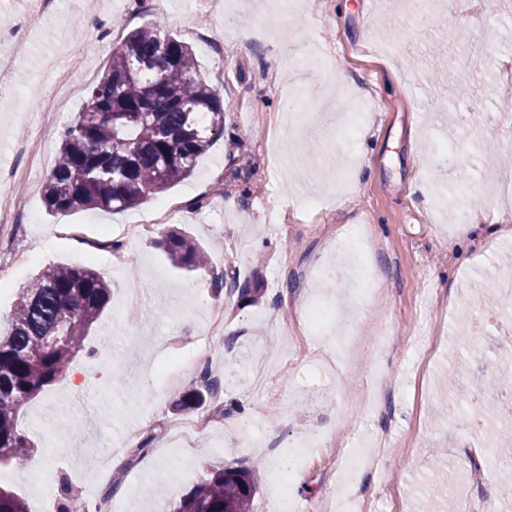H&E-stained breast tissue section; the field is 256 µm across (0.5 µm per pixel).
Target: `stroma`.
<instances>
[{
  "label": "stroma",
  "instance_id": "35a3bbf8",
  "mask_svg": "<svg viewBox=\"0 0 512 512\" xmlns=\"http://www.w3.org/2000/svg\"><path fill=\"white\" fill-rule=\"evenodd\" d=\"M226 0H211L199 17L194 0H57L17 38L11 26L37 0H0V169L34 160L40 170L21 225L0 239L31 253L27 266L0 281V332L15 298L43 268L88 266L103 275L110 299L70 364L68 375L24 405L20 423L35 455L54 447L46 466L0 465V486L19 494L29 512H44L48 483L69 476L82 499L117 482L116 512H153L174 504L221 467H257L252 512H272V481L288 450L313 446L290 491L295 512H336L347 497L354 512H448L457 469L476 471L470 512H482L499 464L469 433L468 411L500 402L491 367L503 335L486 323L478 351L461 339L472 329L464 311L500 312V287L512 278V241L492 239L504 224L496 193L512 174V133L501 129L512 87L493 72L461 71L473 37L451 20V0H301L278 13L274 0H252L235 21ZM93 18L77 27L74 17ZM150 24L190 44L200 75L224 104V134L195 172L133 208L49 213L45 176L60 146L59 131L81 112L89 77L99 76L129 29ZM325 47L336 74L308 65ZM284 71V79L265 73ZM371 103V119L354 134L345 121L354 96ZM475 109L481 122L459 129L447 113ZM451 151L433 153L438 139ZM320 197L316 220L281 224L302 195ZM476 224L456 221L461 200ZM160 202L168 220L118 252L93 243L136 223ZM367 228L371 248L335 284L329 272L337 245ZM181 229L210 254L207 268L174 267L160 241ZM259 281L256 302H241L235 281ZM317 301L335 309L324 336L299 331L302 311ZM224 318V340L199 348L219 368L224 419L191 446L170 441L169 427L215 410L212 397L178 408L185 384L154 375L173 349L170 339L206 314ZM331 352L338 367L309 379L304 354ZM283 360L268 391L253 389L249 362ZM156 416L167 428L157 449L99 475V459L119 436ZM395 446L358 467V482L339 483L355 449L380 437Z\"/></svg>",
  "mask_w": 512,
  "mask_h": 512
}]
</instances>
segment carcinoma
Returning a JSON list of instances; mask_svg holds the SVG:
<instances>
[{"label": "carcinoma", "mask_w": 512, "mask_h": 512, "mask_svg": "<svg viewBox=\"0 0 512 512\" xmlns=\"http://www.w3.org/2000/svg\"><path fill=\"white\" fill-rule=\"evenodd\" d=\"M138 69L134 77L128 76ZM224 133V105L199 75L193 49L153 25L130 30L91 86L88 101L60 133L56 163L42 188L47 210L121 211L189 176ZM170 262L205 266L206 253L172 229L162 239ZM106 281L86 266L44 270L20 290L0 335V464L23 459L34 447L17 421L21 408L62 380L103 312ZM60 332L65 339L50 344ZM252 471L219 468L172 512H250ZM0 512H28L14 492L0 488Z\"/></svg>", "instance_id": "carcinoma-1"}]
</instances>
